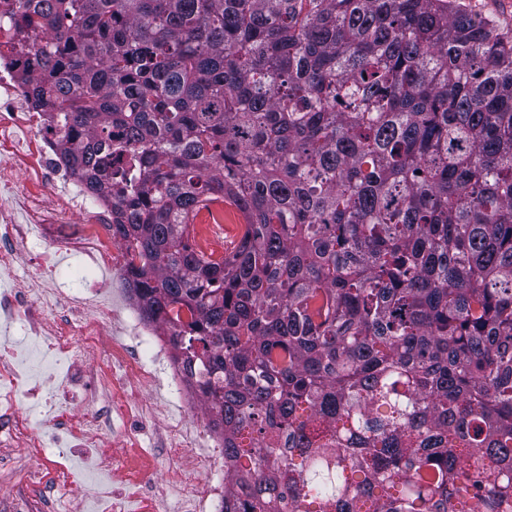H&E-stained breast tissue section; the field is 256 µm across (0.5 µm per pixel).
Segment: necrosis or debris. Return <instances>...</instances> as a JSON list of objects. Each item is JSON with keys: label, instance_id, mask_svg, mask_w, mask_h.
I'll return each mask as SVG.
<instances>
[{"label": "necrosis or debris", "instance_id": "obj_1", "mask_svg": "<svg viewBox=\"0 0 512 512\" xmlns=\"http://www.w3.org/2000/svg\"><path fill=\"white\" fill-rule=\"evenodd\" d=\"M23 69V55L0 53V417L11 420L0 427V443L34 447L32 417L57 423L66 412L57 397L83 387L86 430L58 438V447L100 448L108 438L119 443L150 434L176 478L181 512H224L221 432L203 424L188 432L156 425L160 407L151 400L138 403L137 423L111 421L114 392L164 384L189 408L202 395L184 383L166 328L141 315L125 283L131 257L112 236V206L77 181L48 112L32 104L33 80ZM77 213V232H67ZM24 251L33 271L19 280L15 267ZM61 254L89 260L91 277L66 274ZM106 327L115 336L108 349L98 340ZM130 332L164 364L133 356L122 341Z\"/></svg>", "mask_w": 512, "mask_h": 512}]
</instances>
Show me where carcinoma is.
<instances>
[{
    "mask_svg": "<svg viewBox=\"0 0 512 512\" xmlns=\"http://www.w3.org/2000/svg\"><path fill=\"white\" fill-rule=\"evenodd\" d=\"M19 2L224 512H512V34L457 0ZM217 198L220 260L187 234Z\"/></svg>",
    "mask_w": 512,
    "mask_h": 512,
    "instance_id": "cac0c4a2",
    "label": "carcinoma"
}]
</instances>
